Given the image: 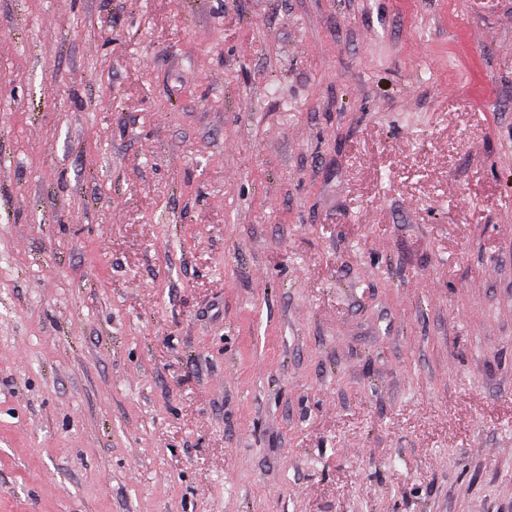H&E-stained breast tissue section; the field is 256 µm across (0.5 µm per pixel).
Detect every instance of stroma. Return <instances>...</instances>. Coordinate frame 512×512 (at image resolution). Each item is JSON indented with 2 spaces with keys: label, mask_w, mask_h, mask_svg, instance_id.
<instances>
[{
  "label": "stroma",
  "mask_w": 512,
  "mask_h": 512,
  "mask_svg": "<svg viewBox=\"0 0 512 512\" xmlns=\"http://www.w3.org/2000/svg\"><path fill=\"white\" fill-rule=\"evenodd\" d=\"M0 512H512V0H0Z\"/></svg>",
  "instance_id": "1"
}]
</instances>
